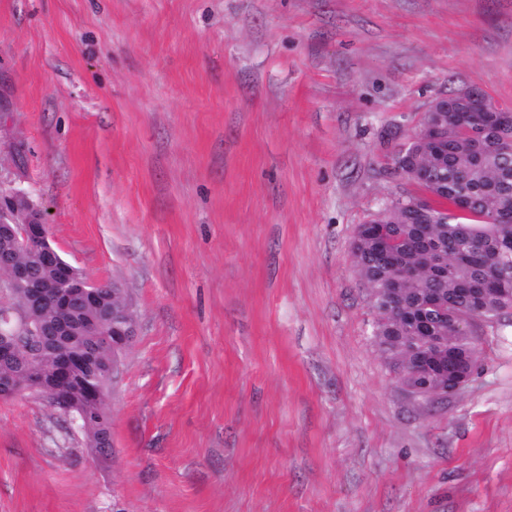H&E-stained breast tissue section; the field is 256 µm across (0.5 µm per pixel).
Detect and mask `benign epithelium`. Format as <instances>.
I'll return each instance as SVG.
<instances>
[{
	"label": "benign epithelium",
	"instance_id": "7a95c632",
	"mask_svg": "<svg viewBox=\"0 0 512 512\" xmlns=\"http://www.w3.org/2000/svg\"><path fill=\"white\" fill-rule=\"evenodd\" d=\"M456 112H500L502 108L488 100L476 87L459 92ZM449 112L448 97L434 98L424 111L426 124L436 135L445 126ZM11 239L14 249L0 254V276L6 287L24 296L21 309L0 311V367L9 369L0 376V396L30 393L65 399L75 367L88 371L89 403L80 407L67 405L66 413L80 424L103 419L107 412L102 386L97 383L99 366L95 348L78 358H63L55 367L43 371L39 361L63 343L83 331L110 346L112 360L109 377L116 378L120 356L137 336L136 322L125 290L112 285V302H107L100 285L89 281L73 266L59 262V253L49 240V225L44 214L19 191L0 194V236ZM85 313L88 319L75 315ZM471 379L465 363L448 357V384L424 393L426 386L416 385L409 392L446 399L459 392Z\"/></svg>",
	"mask_w": 512,
	"mask_h": 512
}]
</instances>
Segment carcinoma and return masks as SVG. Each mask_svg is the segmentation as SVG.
Returning a JSON list of instances; mask_svg holds the SVG:
<instances>
[{
    "instance_id": "obj_1",
    "label": "carcinoma",
    "mask_w": 512,
    "mask_h": 512,
    "mask_svg": "<svg viewBox=\"0 0 512 512\" xmlns=\"http://www.w3.org/2000/svg\"><path fill=\"white\" fill-rule=\"evenodd\" d=\"M472 115L448 113L442 146L417 143L397 152L395 163H414L422 172L417 186L430 198L413 217L418 196L385 202V235L370 218L352 241L355 272L370 289L374 336L390 366L409 375L423 366L431 384L448 381V351L478 366L477 346L459 337L456 323L471 312L469 288H486L489 304L498 289L512 290V154L503 152L512 125L492 127L473 137ZM512 317L505 302L486 324L475 320L468 336Z\"/></svg>"
}]
</instances>
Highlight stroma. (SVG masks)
<instances>
[{"label": "stroma", "mask_w": 512, "mask_h": 512, "mask_svg": "<svg viewBox=\"0 0 512 512\" xmlns=\"http://www.w3.org/2000/svg\"><path fill=\"white\" fill-rule=\"evenodd\" d=\"M467 86L512 107V0H0V189L138 329L113 457L0 399V512H512V326L413 397L351 259Z\"/></svg>", "instance_id": "obj_1"}]
</instances>
